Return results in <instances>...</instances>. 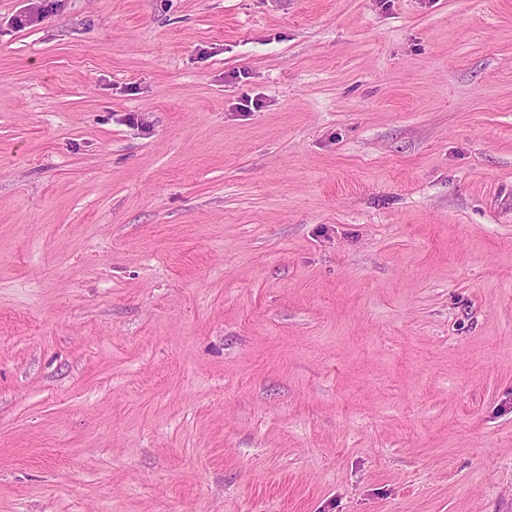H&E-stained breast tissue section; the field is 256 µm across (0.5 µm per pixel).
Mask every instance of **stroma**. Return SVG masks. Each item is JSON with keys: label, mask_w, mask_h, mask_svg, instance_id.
<instances>
[{"label": "stroma", "mask_w": 512, "mask_h": 512, "mask_svg": "<svg viewBox=\"0 0 512 512\" xmlns=\"http://www.w3.org/2000/svg\"><path fill=\"white\" fill-rule=\"evenodd\" d=\"M0 512H512V0H0Z\"/></svg>", "instance_id": "35a3bbf8"}]
</instances>
